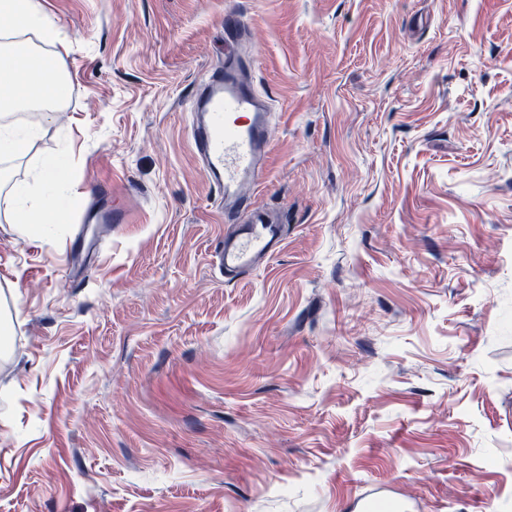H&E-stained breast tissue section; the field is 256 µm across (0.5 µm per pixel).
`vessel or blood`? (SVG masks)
<instances>
[{
  "label": "vessel or blood",
  "mask_w": 512,
  "mask_h": 512,
  "mask_svg": "<svg viewBox=\"0 0 512 512\" xmlns=\"http://www.w3.org/2000/svg\"><path fill=\"white\" fill-rule=\"evenodd\" d=\"M231 43L222 66L196 87L187 109L193 117L190 139L213 187L224 201V221L232 229L215 246L212 258L225 278L233 279L259 261L277 255L285 242L279 211L256 206L249 191L266 179L275 121L265 96L245 73L236 44L242 34L238 15L224 18ZM96 224H128L131 214L102 205L91 217Z\"/></svg>",
  "instance_id": "b4317fda"
}]
</instances>
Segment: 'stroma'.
I'll return each instance as SVG.
<instances>
[{
  "mask_svg": "<svg viewBox=\"0 0 512 512\" xmlns=\"http://www.w3.org/2000/svg\"><path fill=\"white\" fill-rule=\"evenodd\" d=\"M66 223L0 194V512H512V0H34ZM245 26L282 251L225 280L186 101ZM134 216L80 224L95 183Z\"/></svg>",
  "mask_w": 512,
  "mask_h": 512,
  "instance_id": "obj_1",
  "label": "stroma"
}]
</instances>
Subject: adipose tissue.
<instances>
[{
  "instance_id": "1",
  "label": "adipose tissue",
  "mask_w": 512,
  "mask_h": 512,
  "mask_svg": "<svg viewBox=\"0 0 512 512\" xmlns=\"http://www.w3.org/2000/svg\"><path fill=\"white\" fill-rule=\"evenodd\" d=\"M61 97V79L51 60H35L27 51L0 50V157L16 158L26 150L34 131L16 119L17 107L42 109L52 115L53 104ZM68 147L45 159L33 183L9 188L20 231L29 236H45L66 221L62 207H46L44 193L55 191L65 176Z\"/></svg>"
}]
</instances>
